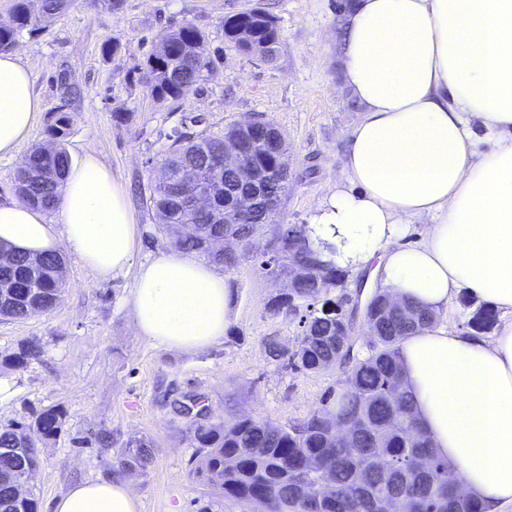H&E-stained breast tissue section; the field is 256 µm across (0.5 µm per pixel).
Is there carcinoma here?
<instances>
[{
    "mask_svg": "<svg viewBox=\"0 0 512 512\" xmlns=\"http://www.w3.org/2000/svg\"><path fill=\"white\" fill-rule=\"evenodd\" d=\"M69 0H40L39 9L30 0H15V23L0 28V52L12 47L18 34L36 28L43 19L63 12ZM224 35L240 53L271 61L277 53L279 31L263 9L224 18ZM167 49L153 54L145 64V88L158 102L176 100L194 90L210 68L204 35L192 25H182L162 36ZM69 120L64 113L51 115L46 128L49 144L30 150L16 171L20 200L41 210L53 208L69 167L64 147ZM282 131L266 121L249 136L224 128V134L194 137L179 134L163 157L170 166L209 173L224 158V149L236 147L246 164L261 172L260 185L282 196L288 178L281 173ZM254 190L232 170L221 171L216 188L219 209L232 206L236 197ZM150 203L162 218L160 227L178 229L197 225L193 234L177 233V248L231 268L237 252L217 244L224 225L202 224L178 207L171 190L158 181ZM268 219L251 215L229 228L248 249L263 232ZM6 260L0 263V281L15 291L0 304V319L22 321L46 313L60 301L65 282L60 277L59 256L30 257L0 246ZM270 273L289 272L294 287L271 298L270 308L293 313L302 302L308 308L306 324L293 350L276 342L268 344L271 359L302 373L318 372L332 364L351 365L346 378L324 398V407L310 417L285 426L248 416L219 423L197 424L196 465L192 476L224 498L250 502L264 512H373L380 497L398 500L401 512H485L481 501L460 497L448 461L435 455L416 421L410 398L397 391L402 381L400 344L405 336L422 330L435 317L411 303L385 310L375 303L377 335L366 346L357 344L351 316L340 306L342 298H330L331 290L344 287L346 272L323 260L306 238V225L278 228L272 256L260 262ZM495 321L490 309L478 308L470 325L486 330ZM35 340L20 344L6 358L16 367L41 355ZM63 413L51 407L34 416L29 424L34 440L46 445L62 425ZM25 437L16 425L0 427V448H21ZM154 448L144 439L126 443L118 458V474L145 472ZM19 462L0 456V512H37L33 490L19 495L24 482Z\"/></svg>",
    "mask_w": 512,
    "mask_h": 512,
    "instance_id": "carcinoma-1",
    "label": "carcinoma"
}]
</instances>
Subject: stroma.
<instances>
[{"label": "stroma", "instance_id": "35a3bbf8", "mask_svg": "<svg viewBox=\"0 0 512 512\" xmlns=\"http://www.w3.org/2000/svg\"><path fill=\"white\" fill-rule=\"evenodd\" d=\"M263 8L280 44L264 63L226 41V16ZM183 24L200 29L211 69L195 90L163 104L142 83L144 64L161 36ZM344 35L336 0H71L14 47L32 73L43 102L28 140L48 139L50 113L69 116L65 144L71 162L98 145L122 187L141 231L139 259L173 248L175 232H158L149 202L158 162L177 133L222 134L225 126L262 115L284 133L288 186L275 224L307 223L336 185L359 112L342 81ZM274 246L273 227L252 253L224 269L230 304L223 337L193 353L169 350L139 336L129 303L132 276L101 280L75 254L63 256L65 292L57 306L23 322L0 320V426L26 422L60 408L63 426L46 445L31 486L38 512L73 485L108 479L128 439L151 441L145 474L129 476L140 512H254L253 504L220 497L192 477L193 413L203 422L237 414L279 425L318 411L324 392L345 366L304 374L282 367L268 339L293 347L299 316L276 313L269 302L286 291V276L259 266ZM38 341L41 357L21 367L4 363L24 340ZM191 414L181 413V406Z\"/></svg>", "mask_w": 512, "mask_h": 512}]
</instances>
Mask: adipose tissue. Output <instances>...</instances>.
I'll return each mask as SVG.
<instances>
[{
    "label": "adipose tissue",
    "mask_w": 512,
    "mask_h": 512,
    "mask_svg": "<svg viewBox=\"0 0 512 512\" xmlns=\"http://www.w3.org/2000/svg\"><path fill=\"white\" fill-rule=\"evenodd\" d=\"M342 54L360 116L309 239L341 266L377 261L379 287L419 308L441 313L464 292L510 314L486 343L435 325L400 346L435 452L497 512L512 504V0H353ZM41 108L17 53L0 54V157L18 151ZM480 134L493 146L477 156ZM55 212L0 201V243L72 252L101 279L133 274L135 329L158 346L194 352L223 336V275L176 251L135 263V218L96 146L70 169ZM412 224L424 238L401 246ZM51 512H140V497L119 479L86 481Z\"/></svg>",
    "instance_id": "1"
}]
</instances>
